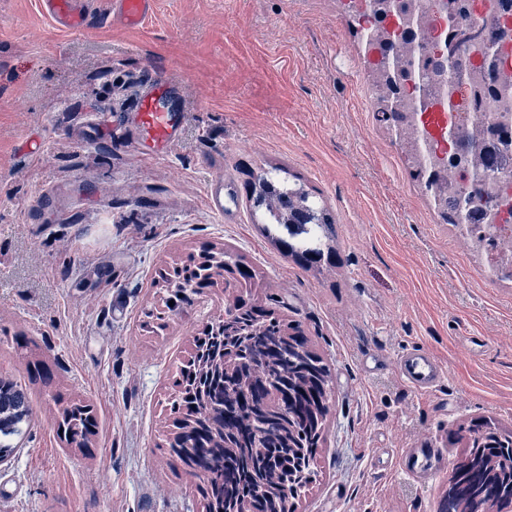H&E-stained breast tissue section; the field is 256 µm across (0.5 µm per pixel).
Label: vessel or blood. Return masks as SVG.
Returning a JSON list of instances; mask_svg holds the SVG:
<instances>
[{
	"mask_svg": "<svg viewBox=\"0 0 512 512\" xmlns=\"http://www.w3.org/2000/svg\"><path fill=\"white\" fill-rule=\"evenodd\" d=\"M42 13L68 33L87 30L94 19L106 17L127 28L143 25L155 12L157 0H38ZM166 87L156 84L141 101L135 114L137 144L161 157L177 142L184 116L165 105ZM400 371L416 389L433 388L439 377L437 365L427 356L411 353L402 357Z\"/></svg>",
	"mask_w": 512,
	"mask_h": 512,
	"instance_id": "vessel-or-blood-1",
	"label": "vessel or blood"
}]
</instances>
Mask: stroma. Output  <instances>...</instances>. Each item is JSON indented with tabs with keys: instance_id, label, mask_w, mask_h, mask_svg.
Segmentation results:
<instances>
[{
	"instance_id": "stroma-1",
	"label": "stroma",
	"mask_w": 512,
	"mask_h": 512,
	"mask_svg": "<svg viewBox=\"0 0 512 512\" xmlns=\"http://www.w3.org/2000/svg\"><path fill=\"white\" fill-rule=\"evenodd\" d=\"M362 33L343 0H158L139 28L80 34L0 0V377L33 409L0 461V512H203L168 455L169 382L228 293L143 324L165 308L155 270L202 242L252 267L331 369L296 512H437L459 427L512 429V278L416 176ZM158 81L186 111L161 158L128 120ZM273 167L333 216L332 270L284 257L253 216L245 183ZM412 349L441 369L428 391L400 373ZM35 360L51 387L29 381ZM57 391L93 406L88 449L59 439ZM432 453L440 467L415 473Z\"/></svg>"
}]
</instances>
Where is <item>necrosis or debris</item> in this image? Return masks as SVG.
I'll use <instances>...</instances> for the list:
<instances>
[{
	"label": "necrosis or debris",
	"instance_id": "4bbe7bcc",
	"mask_svg": "<svg viewBox=\"0 0 512 512\" xmlns=\"http://www.w3.org/2000/svg\"><path fill=\"white\" fill-rule=\"evenodd\" d=\"M423 23L402 26L391 54L408 57V75L395 87L400 111L414 112L420 87L451 96L453 128L473 125L493 130L482 149L487 161L474 170L468 159L475 147L458 139L434 149L430 176L448 175L445 197L460 203L476 195L479 210L470 222L484 223V210L496 214L493 245L512 236V84L499 73L512 66V0H480L479 6L450 10L446 0H422Z\"/></svg>",
	"mask_w": 512,
	"mask_h": 512
}]
</instances>
